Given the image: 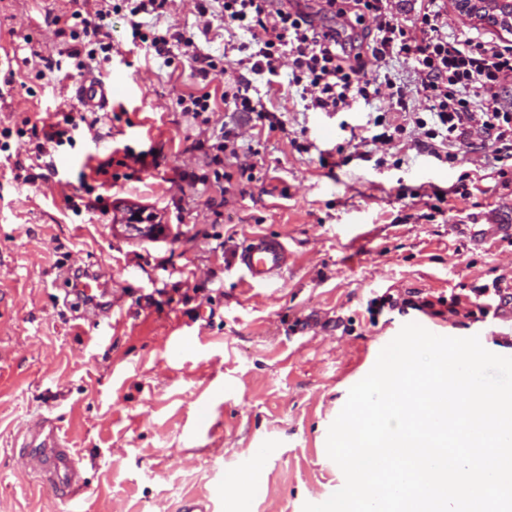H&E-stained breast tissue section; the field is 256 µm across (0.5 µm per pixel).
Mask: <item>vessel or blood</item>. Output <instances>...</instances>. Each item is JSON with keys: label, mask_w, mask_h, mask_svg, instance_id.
I'll return each mask as SVG.
<instances>
[{"label": "vessel or blood", "mask_w": 512, "mask_h": 512, "mask_svg": "<svg viewBox=\"0 0 512 512\" xmlns=\"http://www.w3.org/2000/svg\"><path fill=\"white\" fill-rule=\"evenodd\" d=\"M77 96L87 111H97L109 104L112 84L89 76L78 87ZM239 262L252 281L268 282L287 269L288 250L279 239L254 236L242 249ZM19 455L40 476L53 499L68 502L83 493L85 481L80 466L63 444L56 419L42 417L29 425Z\"/></svg>", "instance_id": "b4317fda"}]
</instances>
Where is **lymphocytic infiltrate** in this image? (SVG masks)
Wrapping results in <instances>:
<instances>
[{"label":"lymphocytic infiltrate","mask_w":512,"mask_h":512,"mask_svg":"<svg viewBox=\"0 0 512 512\" xmlns=\"http://www.w3.org/2000/svg\"><path fill=\"white\" fill-rule=\"evenodd\" d=\"M165 0H101L94 18L73 11L79 30H101L112 14L127 10L133 38L149 43L159 57H166L170 41L183 34L142 33L139 15L161 9ZM328 10L341 17L353 16L363 31L357 45L343 48L335 30L318 29L310 14L289 6L288 0H223L225 24L251 33L253 50L247 56L254 73L274 72L282 57H289L293 80L301 86L308 108L319 112L352 109L358 99L368 98L371 82L365 60L377 64L401 57L411 61L417 89L428 102V117H413L411 124L397 123L392 133H380L378 141L402 136L408 127L421 130L428 148L440 147L446 159L455 150L471 145L474 137L492 142L493 159L512 158V46L495 40L459 39L449 33L447 0H411L410 18L392 16L390 0H325Z\"/></svg>","instance_id":"1"}]
</instances>
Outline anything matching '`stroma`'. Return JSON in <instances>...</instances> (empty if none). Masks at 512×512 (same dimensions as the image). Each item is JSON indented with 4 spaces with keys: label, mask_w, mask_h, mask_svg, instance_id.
<instances>
[{
    "label": "stroma",
    "mask_w": 512,
    "mask_h": 512,
    "mask_svg": "<svg viewBox=\"0 0 512 512\" xmlns=\"http://www.w3.org/2000/svg\"><path fill=\"white\" fill-rule=\"evenodd\" d=\"M96 8L0 0V144L9 145L0 151V512L53 507L18 454L42 416L66 434L87 486L58 512H177L192 497L208 498L213 512L325 502L344 484L327 455L329 427L404 324L475 335L512 357V301L489 296L495 316L443 304L496 282L512 293V241L489 231L476 245L462 231L504 218L512 184L485 166L492 146L478 139L452 161L407 138L373 145L387 96L348 112L306 109L288 60L273 75L242 64L252 37L224 25L219 0H166L156 32L195 43L173 46L167 64L133 45L125 13L112 14L111 61L78 71L54 18ZM197 53L215 69L201 72ZM88 74L111 82L106 110L85 111L72 95ZM242 82L283 129L224 105ZM205 92L215 102L206 126L176 104ZM67 115L80 121L73 142L33 161L17 134L23 120L43 131ZM226 128L248 147L250 174L228 156L227 194L183 183L186 172L211 175L193 145ZM128 148L157 164L122 167ZM109 160L116 175L92 174ZM130 207L157 213L159 231L124 223ZM255 235L287 246L282 277L258 284L239 264ZM80 266L112 274L99 317L85 318L68 288ZM383 294L398 306L370 312ZM247 458L261 490L238 488Z\"/></svg>",
    "instance_id": "stroma-1"
}]
</instances>
